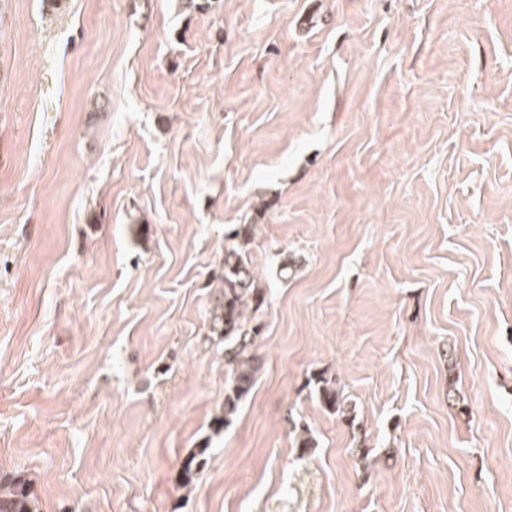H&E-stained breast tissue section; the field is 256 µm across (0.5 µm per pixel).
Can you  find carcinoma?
I'll list each match as a JSON object with an SVG mask.
<instances>
[{
    "label": "carcinoma",
    "mask_w": 512,
    "mask_h": 512,
    "mask_svg": "<svg viewBox=\"0 0 512 512\" xmlns=\"http://www.w3.org/2000/svg\"><path fill=\"white\" fill-rule=\"evenodd\" d=\"M249 224H241L224 236L232 244L224 246L222 274L215 280L219 296L210 319V333L224 341V363L229 367V383L224 391L216 429L229 423L242 399L252 390L260 363L251 353L262 329L260 316L265 302L260 281L250 264ZM319 398L332 412L353 420L354 406L336 383L319 379ZM0 512H41L32 477L24 472L0 477Z\"/></svg>",
    "instance_id": "cac0c4a2"
}]
</instances>
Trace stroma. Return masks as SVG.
Here are the masks:
<instances>
[{"label": "stroma", "mask_w": 512, "mask_h": 512, "mask_svg": "<svg viewBox=\"0 0 512 512\" xmlns=\"http://www.w3.org/2000/svg\"><path fill=\"white\" fill-rule=\"evenodd\" d=\"M240 224L262 368L218 430ZM18 471L41 512H512V0H0ZM319 385V398L321 403L332 412L340 414L345 419L353 421L354 419V408L352 402L348 396L344 394V391L336 387L334 381H330L325 378H320Z\"/></svg>", "instance_id": "obj_1"}]
</instances>
